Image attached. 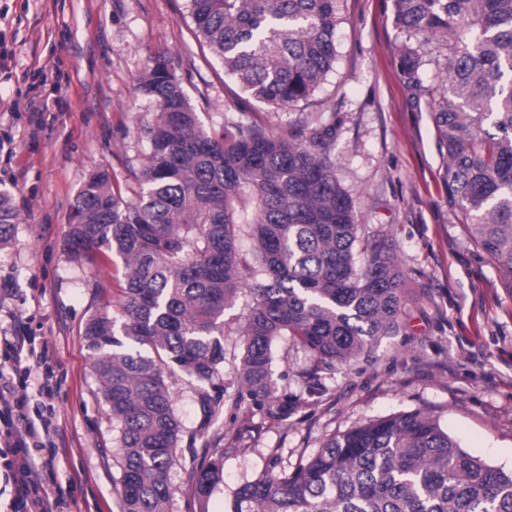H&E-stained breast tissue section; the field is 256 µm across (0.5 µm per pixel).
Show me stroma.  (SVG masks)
<instances>
[{
    "label": "stroma",
    "mask_w": 512,
    "mask_h": 512,
    "mask_svg": "<svg viewBox=\"0 0 512 512\" xmlns=\"http://www.w3.org/2000/svg\"><path fill=\"white\" fill-rule=\"evenodd\" d=\"M334 70L307 102H246L196 37L189 0H0V47L16 66L0 77V193L20 222L0 251V329L43 338L62 384L53 399L61 458L43 489L71 512H118L112 423L97 392L83 336L87 319L118 292L123 262H72L66 234L88 170H109L127 199V167L146 147L139 130L156 106L138 88L159 54L205 129L225 113L275 128L296 121L337 126L336 174L352 195L363 233L386 240L404 273L394 333L371 352L323 374L309 394V357L292 341L275 348L287 417L225 410L224 483L209 512H228L234 490L279 450L283 461L316 453L332 434L370 419L421 411L464 450L512 468V294L448 205L445 163L424 101L400 70L403 41L392 0H341ZM64 97L57 109L55 97Z\"/></svg>",
    "instance_id": "stroma-1"
}]
</instances>
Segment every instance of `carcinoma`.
<instances>
[{
	"label": "carcinoma",
	"instance_id": "carcinoma-1",
	"mask_svg": "<svg viewBox=\"0 0 512 512\" xmlns=\"http://www.w3.org/2000/svg\"><path fill=\"white\" fill-rule=\"evenodd\" d=\"M340 0H190L197 36L251 99L282 107L308 100L333 70ZM403 75L424 103L446 159L448 204L512 292V0H393ZM447 50L448 87L419 70ZM157 104L140 128L148 143L131 171L129 201L109 171L86 174L68 224L75 262L109 252L123 261L116 301L87 320L98 394L108 407L119 512H170L171 470L186 444V482L198 512L224 481V434L196 448L172 392L194 378L199 430L224 415V313L241 294L235 366L258 409L288 414L278 394L274 344L283 336L320 373L359 357L396 329L404 274L394 249L360 233L352 197L336 177V126L303 121L275 131L225 120L202 126L159 55L139 79ZM17 216L0 196V250ZM247 238L251 256L240 249ZM231 512H512V470L465 451L420 412L371 419L293 469L241 483Z\"/></svg>",
	"mask_w": 512,
	"mask_h": 512
}]
</instances>
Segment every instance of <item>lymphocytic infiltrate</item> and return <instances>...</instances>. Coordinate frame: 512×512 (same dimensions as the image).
I'll list each match as a JSON object with an SVG mask.
<instances>
[{
    "instance_id": "1",
    "label": "lymphocytic infiltrate",
    "mask_w": 512,
    "mask_h": 512,
    "mask_svg": "<svg viewBox=\"0 0 512 512\" xmlns=\"http://www.w3.org/2000/svg\"><path fill=\"white\" fill-rule=\"evenodd\" d=\"M0 355L11 363L0 369V465L12 485L10 512H64V498L49 497L41 483L56 460L53 355L48 346L18 335L0 336Z\"/></svg>"
}]
</instances>
